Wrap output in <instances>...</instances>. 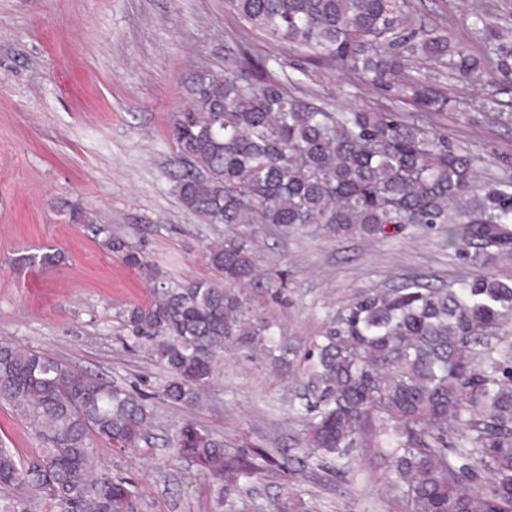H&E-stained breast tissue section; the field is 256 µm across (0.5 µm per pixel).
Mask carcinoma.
I'll list each match as a JSON object with an SVG mask.
<instances>
[{"label": "carcinoma", "mask_w": 512, "mask_h": 512, "mask_svg": "<svg viewBox=\"0 0 512 512\" xmlns=\"http://www.w3.org/2000/svg\"><path fill=\"white\" fill-rule=\"evenodd\" d=\"M251 27L313 51L358 76L382 97L411 108H331L295 93L269 59L243 52L220 72L199 73L189 105L170 133L191 170L175 183L185 209L235 231L205 255L215 283L163 286L148 306L122 311L129 336L151 348L170 374L162 398L193 402L228 350L264 353L280 346L255 290H273L243 227L272 224L341 240L405 235L411 227H448V244L472 267L512 257V179L480 180L479 156L441 127L447 96L414 74L430 59L452 75L493 68L512 88V41L473 25L493 46L480 58L453 45L438 26L415 17L408 0H228ZM106 248L148 269L138 253L109 238ZM512 279L472 274L447 288L406 280L365 288L345 301L318 336L289 353L305 381L290 412L302 422L301 458L350 466L356 448H383L387 487L399 512H512ZM0 400L42 440L26 465L0 448V512H28L25 489L46 512H130L133 485L93 475L88 434L136 448L152 424L153 404L103 377L77 371L37 350L0 342ZM219 481L217 498L234 512L260 479L254 458L229 470L224 442L189 424L171 438Z\"/></svg>", "instance_id": "carcinoma-1"}]
</instances>
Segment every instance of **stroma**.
Masks as SVG:
<instances>
[{
    "mask_svg": "<svg viewBox=\"0 0 512 512\" xmlns=\"http://www.w3.org/2000/svg\"><path fill=\"white\" fill-rule=\"evenodd\" d=\"M417 17L480 55L470 15H492L512 32V0H410ZM246 49L271 58L273 73L295 74L302 89L331 103L382 106L355 75L252 29L226 0H0V338L46 353L79 371L155 397L146 442L123 449L90 436L98 470L133 484L134 512H225L191 459L172 455L175 425L191 422L223 439L228 455L279 456L295 444L288 419L291 376L270 358L225 354L213 383L191 404L160 400L167 373L133 342L120 314L150 304L157 287L215 282L205 245L229 229L186 210L173 187L186 165L169 136L196 76L224 69ZM448 96L449 140L479 155L491 181L512 175V91L492 69L465 78L424 62ZM76 205L93 225L69 223ZM265 272H287L283 298L265 312L294 344L320 330L357 289L417 279L445 287L465 275L441 232L332 241L307 232L251 227ZM142 253L149 270L108 251L106 237ZM53 262L39 263L43 254ZM0 445L32 462L41 446L28 421L0 402ZM345 472L310 459L295 476L269 468L241 512L297 492L314 512H395L386 465L376 449L354 453Z\"/></svg>",
    "mask_w": 512,
    "mask_h": 512,
    "instance_id": "35a3bbf8",
    "label": "stroma"
}]
</instances>
